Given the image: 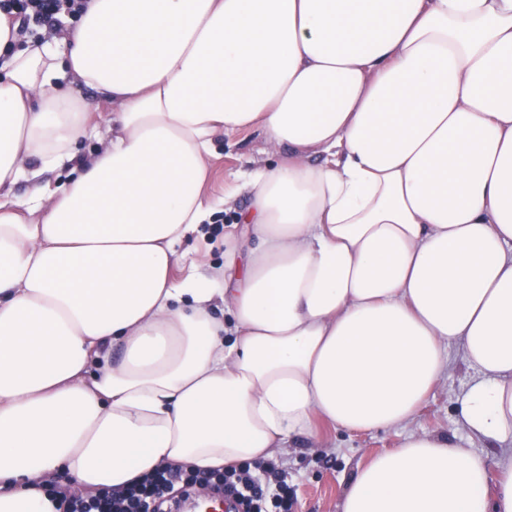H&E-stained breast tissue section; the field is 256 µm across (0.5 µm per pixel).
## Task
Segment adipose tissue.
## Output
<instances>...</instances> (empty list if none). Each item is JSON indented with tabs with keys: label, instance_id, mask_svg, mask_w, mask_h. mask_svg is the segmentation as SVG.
Listing matches in <instances>:
<instances>
[{
	"label": "adipose tissue",
	"instance_id": "obj_1",
	"mask_svg": "<svg viewBox=\"0 0 512 512\" xmlns=\"http://www.w3.org/2000/svg\"><path fill=\"white\" fill-rule=\"evenodd\" d=\"M17 29L0 12V512H57L62 472L92 495L404 425L452 343L494 468L416 432L340 512H512V0H90ZM246 131L280 157L241 173L223 267L177 277Z\"/></svg>",
	"mask_w": 512,
	"mask_h": 512
}]
</instances>
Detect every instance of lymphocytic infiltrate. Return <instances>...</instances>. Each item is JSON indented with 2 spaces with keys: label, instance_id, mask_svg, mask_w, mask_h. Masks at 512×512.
Instances as JSON below:
<instances>
[{
  "label": "lymphocytic infiltrate",
  "instance_id": "f902f5d3",
  "mask_svg": "<svg viewBox=\"0 0 512 512\" xmlns=\"http://www.w3.org/2000/svg\"><path fill=\"white\" fill-rule=\"evenodd\" d=\"M87 0H0V10L19 21V34L45 25L61 13L78 16ZM208 486L214 492L231 496L241 512H291V487L274 462L233 466L221 472L185 471L169 465L157 467L125 489H105L89 498L71 490L57 492L58 512H129L139 504L142 512H174L176 488Z\"/></svg>",
  "mask_w": 512,
  "mask_h": 512
}]
</instances>
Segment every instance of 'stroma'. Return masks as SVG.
Listing matches in <instances>:
<instances>
[{
	"label": "stroma",
	"instance_id": "obj_1",
	"mask_svg": "<svg viewBox=\"0 0 512 512\" xmlns=\"http://www.w3.org/2000/svg\"><path fill=\"white\" fill-rule=\"evenodd\" d=\"M276 159V152L259 133L237 135L230 144L219 146L218 155L211 162L207 195L213 199L223 197L230 186L231 172ZM233 221V213L217 212L207 227V236L185 242L184 250L204 266L222 267L224 228ZM473 377L474 372L464 362L459 346L450 345L447 370L408 424L352 434L328 430L319 448L312 447L303 437L292 440L286 452L276 458L294 490L292 512H339L343 491L358 464L375 453L400 447L405 437L417 431L433 433L452 442L469 441L475 455L486 464H493L495 452L491 446L475 439L467 440L460 424V398Z\"/></svg>",
	"mask_w": 512,
	"mask_h": 512
}]
</instances>
